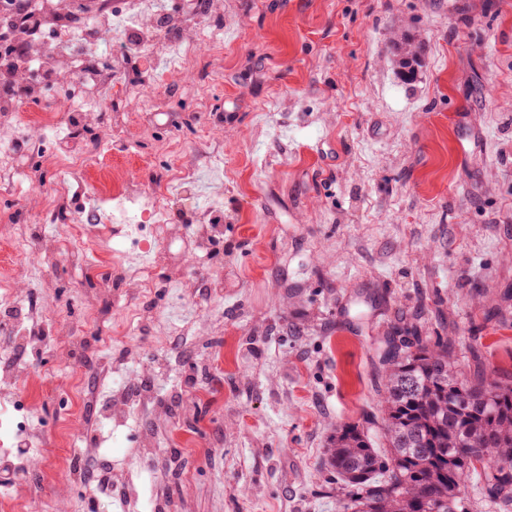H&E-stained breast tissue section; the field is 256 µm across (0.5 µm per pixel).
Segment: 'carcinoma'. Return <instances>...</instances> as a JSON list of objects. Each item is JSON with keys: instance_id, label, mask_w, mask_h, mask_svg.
I'll return each mask as SVG.
<instances>
[{"instance_id": "1", "label": "carcinoma", "mask_w": 512, "mask_h": 512, "mask_svg": "<svg viewBox=\"0 0 512 512\" xmlns=\"http://www.w3.org/2000/svg\"><path fill=\"white\" fill-rule=\"evenodd\" d=\"M398 332L373 360L382 423H345L325 448L338 512H512V383L461 375L443 338Z\"/></svg>"}]
</instances>
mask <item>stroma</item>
I'll return each instance as SVG.
<instances>
[{
	"instance_id": "stroma-1",
	"label": "stroma",
	"mask_w": 512,
	"mask_h": 512,
	"mask_svg": "<svg viewBox=\"0 0 512 512\" xmlns=\"http://www.w3.org/2000/svg\"><path fill=\"white\" fill-rule=\"evenodd\" d=\"M197 21L222 25L224 60L198 63L105 106L136 114L95 166L149 184L197 154L198 126L224 144L219 231L197 248V202L176 199L173 234H144L157 284L114 348L113 307L128 282L91 256H36L31 302L80 327L70 356L106 359L129 391L152 382L165 422L135 413L99 427L89 455L53 464L57 486L32 512H337L322 457L337 426L377 415L374 344L409 324L451 343L457 369L476 358L512 375V0H222ZM415 39L405 78L392 53ZM224 78L212 80L215 69ZM61 351L46 343L0 406V508L39 476L38 443L68 408L54 393ZM48 390L36 407L31 386ZM155 428L157 452L140 456ZM107 462L116 490L74 486L73 464Z\"/></svg>"
}]
</instances>
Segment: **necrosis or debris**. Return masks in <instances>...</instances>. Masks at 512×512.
<instances>
[{
  "instance_id": "obj_1",
  "label": "necrosis or debris",
  "mask_w": 512,
  "mask_h": 512,
  "mask_svg": "<svg viewBox=\"0 0 512 512\" xmlns=\"http://www.w3.org/2000/svg\"><path fill=\"white\" fill-rule=\"evenodd\" d=\"M68 0H43L37 13L36 27H29L16 14L10 0H0V42L23 44L24 55L0 56V182H17L15 163L17 145L38 147L40 137L50 134L64 140L71 134V124L109 121L112 130H119L130 120L129 113L106 117L93 97L97 89L106 86L126 87L128 80L117 67L75 69L74 64L85 61L111 32L117 15L116 0H98L90 13L69 19ZM130 13L136 23L131 36L110 46L108 55L149 53L152 74L178 73L189 69L199 46H207L214 60L224 57L223 27L199 26L193 32L184 28L168 30L153 10L150 0H134ZM67 22L72 35L52 42L43 41L41 34L57 29ZM39 68L55 81H72L79 94L66 105H42L28 108L27 96H5L4 87L27 86L31 68ZM101 139L90 140L81 149L52 156L50 163L65 171L66 179L59 181L49 192L41 191L33 201L34 207L24 214L8 218L13 230L8 243L16 254L51 250L53 254L76 256L93 253L97 261L113 268L117 277L133 282L135 292L127 302L125 314H133L139 300L152 296L156 283L153 270L145 265L128 266L113 253L111 247L87 236L86 223L125 224L131 237H138L143 225H150L155 236H164L168 222V204L172 198L185 192H196L197 170L177 163L167 168L150 186H142L127 177L112 176L94 170L90 162L102 151ZM28 187L39 188L43 177L31 174L23 178ZM67 222L68 235L49 232L52 224ZM0 323L10 336L24 337L30 350L42 348L47 335L57 328L56 310L52 305L36 306L26 301L12 281L0 282ZM112 368L103 364L95 379L69 373V381L77 385V396L71 411V420L77 428H87L88 416L97 423L123 421L132 408L150 409L153 393L141 390L127 394L115 388L108 401H100L97 382L111 379Z\"/></svg>"
}]
</instances>
